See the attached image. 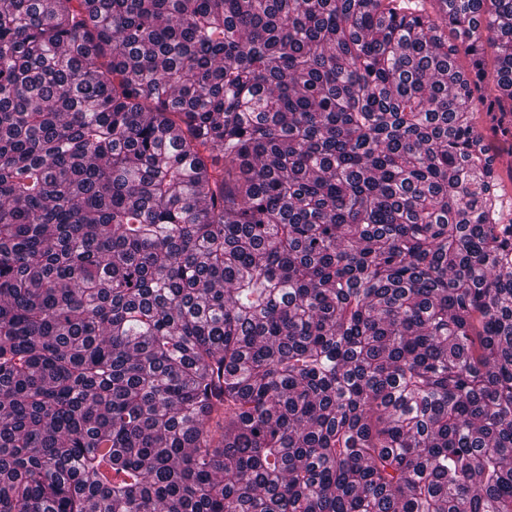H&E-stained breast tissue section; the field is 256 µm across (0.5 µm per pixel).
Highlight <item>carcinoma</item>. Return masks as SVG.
I'll list each match as a JSON object with an SVG mask.
<instances>
[{
  "label": "carcinoma",
  "instance_id": "carcinoma-1",
  "mask_svg": "<svg viewBox=\"0 0 512 512\" xmlns=\"http://www.w3.org/2000/svg\"><path fill=\"white\" fill-rule=\"evenodd\" d=\"M486 41L503 123L512 0H0V512H512Z\"/></svg>",
  "mask_w": 512,
  "mask_h": 512
}]
</instances>
